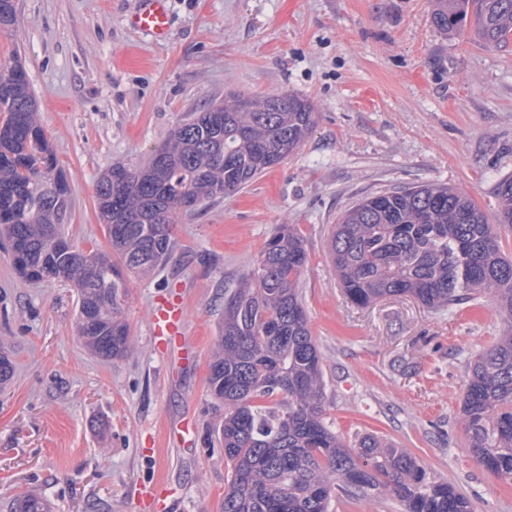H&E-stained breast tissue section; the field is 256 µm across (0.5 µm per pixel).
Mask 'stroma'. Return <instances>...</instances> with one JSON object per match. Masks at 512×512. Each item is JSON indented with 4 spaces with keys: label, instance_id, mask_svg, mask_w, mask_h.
I'll use <instances>...</instances> for the list:
<instances>
[{
    "label": "stroma",
    "instance_id": "35a3bbf8",
    "mask_svg": "<svg viewBox=\"0 0 512 512\" xmlns=\"http://www.w3.org/2000/svg\"><path fill=\"white\" fill-rule=\"evenodd\" d=\"M435 0H169L167 42L130 29L137 0H14L0 64L20 58L37 121L72 190L69 236L110 251L96 184L163 146L186 113L231 90L291 92L318 114L304 144L242 192L184 215L164 265L130 281L127 357L83 346L72 286L18 274L0 238V512L17 495L52 512H136L140 484L166 485L169 512H219L230 476L209 431L208 390L224 299L283 224L308 254L300 291L322 355L324 419L347 447L367 434L414 455L474 512H512V482L469 452L470 365L506 325L485 294L447 311L410 297L351 304L330 251L340 214L363 196L442 183L492 211L512 174V44L439 32ZM183 289L195 356L149 335L154 299ZM182 425L179 441L168 437ZM153 456H146V449Z\"/></svg>",
    "mask_w": 512,
    "mask_h": 512
}]
</instances>
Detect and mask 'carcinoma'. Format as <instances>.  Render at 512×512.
<instances>
[{
	"label": "carcinoma",
	"mask_w": 512,
	"mask_h": 512,
	"mask_svg": "<svg viewBox=\"0 0 512 512\" xmlns=\"http://www.w3.org/2000/svg\"><path fill=\"white\" fill-rule=\"evenodd\" d=\"M431 21L443 33H461L471 21L484 46L501 48L512 41V0H437ZM35 112L23 65L0 67V229L24 278L76 288L78 334L107 360L130 352L122 319L128 279L164 263L180 216L241 192L298 150L317 122L312 103L297 94L231 91L189 113L145 164L113 166L96 198L112 225L116 263L68 238L72 190ZM494 198L490 216L439 183L365 196L334 225L332 258L358 306L404 296L440 310L476 294L496 297L509 332L470 367L463 413L471 453L511 481L512 258L499 245L501 228L512 226L511 175L498 181ZM306 264L301 235L283 224L224 302L208 377L210 394L224 403L217 440L231 464L221 512H328L338 490H388L404 512H474L469 498L430 477L409 452L370 434L349 449L328 428L322 358L299 289ZM15 512L49 510L24 496Z\"/></svg>",
	"instance_id": "obj_1"
}]
</instances>
